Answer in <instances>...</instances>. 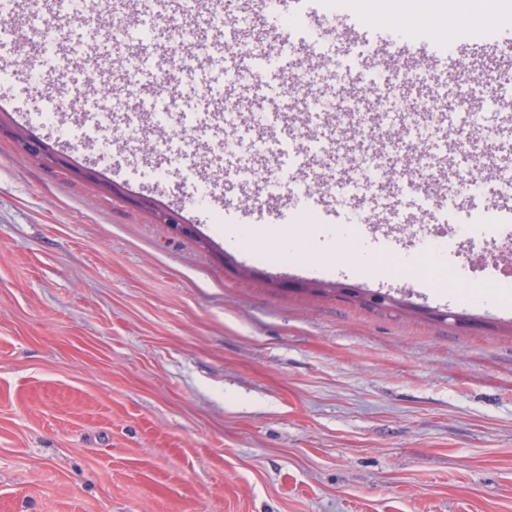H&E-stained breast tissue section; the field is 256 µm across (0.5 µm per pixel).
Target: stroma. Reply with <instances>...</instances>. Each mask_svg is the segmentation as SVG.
I'll list each match as a JSON object with an SVG mask.
<instances>
[{
    "mask_svg": "<svg viewBox=\"0 0 512 512\" xmlns=\"http://www.w3.org/2000/svg\"><path fill=\"white\" fill-rule=\"evenodd\" d=\"M481 2L491 47L461 43L445 0L426 18L418 0H338L277 22L233 0L238 23L220 31L202 12L147 21L148 0H125L153 78L109 118L75 97L55 125L17 63L63 94L83 84L29 36L33 14L63 17L46 0L0 10L14 70L0 121L63 159H20L0 135V512H512V276L476 264L490 240L460 239L443 275L423 247V214L446 209L490 212L512 236V128L474 78L512 67V10ZM107 19L66 43L109 55L94 73L109 88L130 51ZM421 20L446 45L430 63ZM179 25L228 46L250 79L213 84L172 51ZM432 95L445 113L413 110ZM134 113L157 152H142ZM106 125L108 167L87 146ZM479 128L494 131L481 156L467 141ZM373 138L375 156L361 148ZM349 288L406 306L370 309Z\"/></svg>",
    "mask_w": 512,
    "mask_h": 512,
    "instance_id": "stroma-1",
    "label": "stroma"
}]
</instances>
